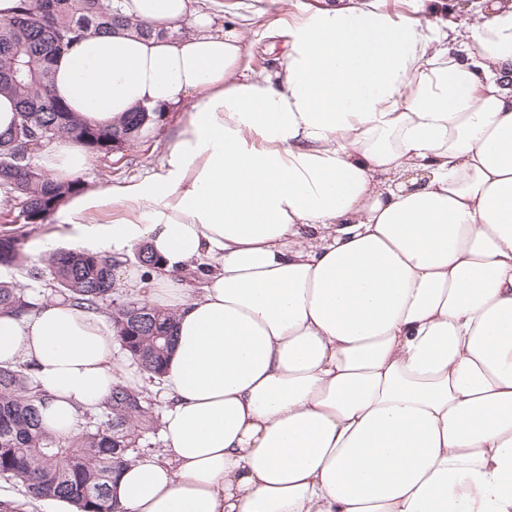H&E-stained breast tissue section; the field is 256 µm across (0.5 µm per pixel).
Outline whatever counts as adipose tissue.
I'll return each instance as SVG.
<instances>
[{
	"label": "adipose tissue",
	"instance_id": "obj_1",
	"mask_svg": "<svg viewBox=\"0 0 512 512\" xmlns=\"http://www.w3.org/2000/svg\"><path fill=\"white\" fill-rule=\"evenodd\" d=\"M121 6L165 37L87 34L53 96L104 126L186 118L154 175L69 197L38 249L147 246L117 276L176 317L164 449L119 477L125 512H512V0L443 31L292 12L266 75L191 0ZM91 161L71 139L39 158L54 181ZM115 343L61 298L0 311V366L62 436L149 380Z\"/></svg>",
	"mask_w": 512,
	"mask_h": 512
}]
</instances>
